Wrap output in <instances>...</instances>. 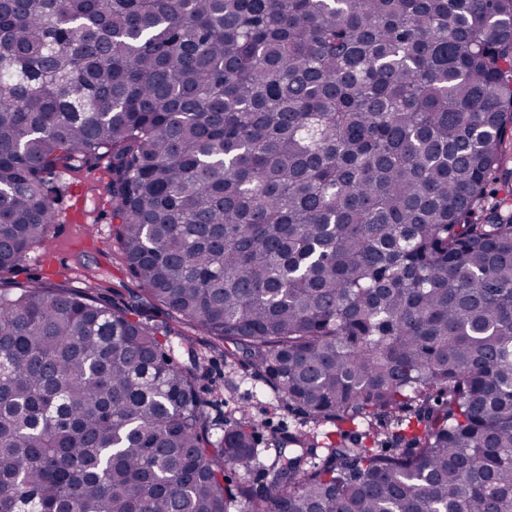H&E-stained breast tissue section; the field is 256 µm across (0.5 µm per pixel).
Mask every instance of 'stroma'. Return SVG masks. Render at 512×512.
<instances>
[{"mask_svg": "<svg viewBox=\"0 0 512 512\" xmlns=\"http://www.w3.org/2000/svg\"><path fill=\"white\" fill-rule=\"evenodd\" d=\"M108 177L98 172L95 180L86 182L84 209L91 212L90 224H56L43 247L31 250L23 259L15 279L26 282L36 277L52 276L55 282L72 288L85 285L88 273L99 274L106 294L118 293L129 297L137 294L138 283L128 274L117 258V245L112 238L110 207L104 206ZM201 395L210 403L214 419L232 417L235 411L247 409L258 426L259 436L274 428L299 427L300 414L286 407H272L253 369L245 365L227 367L223 349L208 352L204 370L198 381Z\"/></svg>", "mask_w": 512, "mask_h": 512, "instance_id": "35a3bbf8", "label": "stroma"}]
</instances>
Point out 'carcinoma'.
<instances>
[{
    "instance_id": "cac0c4a2",
    "label": "carcinoma",
    "mask_w": 512,
    "mask_h": 512,
    "mask_svg": "<svg viewBox=\"0 0 512 512\" xmlns=\"http://www.w3.org/2000/svg\"><path fill=\"white\" fill-rule=\"evenodd\" d=\"M511 138L512 0H0V512H512ZM101 168L140 294L14 281ZM198 386L201 395L210 402L208 410L214 420L222 421L223 416L230 419L239 408L248 410L258 426L259 448H270L266 444V435L272 428L288 431V428L299 427L303 420L300 414L288 411L287 407L270 405L253 369L241 364L231 368L225 366L223 348L208 350Z\"/></svg>"
}]
</instances>
